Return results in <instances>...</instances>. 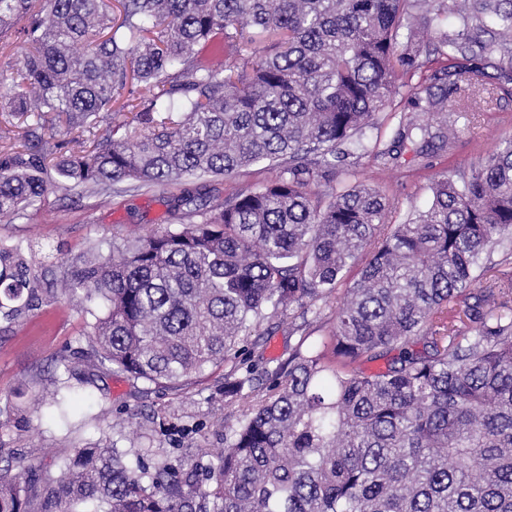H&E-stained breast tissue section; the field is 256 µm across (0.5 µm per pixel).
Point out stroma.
<instances>
[{
	"label": "stroma",
	"mask_w": 512,
	"mask_h": 512,
	"mask_svg": "<svg viewBox=\"0 0 512 512\" xmlns=\"http://www.w3.org/2000/svg\"><path fill=\"white\" fill-rule=\"evenodd\" d=\"M509 137L510 94L492 111L476 113L470 123L459 125L455 142L430 161L409 150L384 167L365 157L360 177L383 191L390 202L388 220L398 224L428 206L432 178L470 168ZM168 197L160 188L107 198L76 191L52 194L26 216L0 221V242H20L60 259L103 238L162 229L170 221ZM84 306L79 293L46 294L18 323L0 320V447L24 464L51 472L78 449L114 436L132 466L147 449L154 458L171 460L184 457L190 448L220 452L237 418L236 405L219 391L222 373L178 389L114 374L97 363L82 335ZM297 340L284 323L263 331V358L255 367L257 395L266 393L267 369L285 359ZM62 360L67 370L58 369ZM56 392L70 398L67 418H59L51 405Z\"/></svg>",
	"instance_id": "stroma-1"
}]
</instances>
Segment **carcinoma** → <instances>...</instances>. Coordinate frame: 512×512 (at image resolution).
Instances as JSON below:
<instances>
[{
  "instance_id": "1",
  "label": "carcinoma",
  "mask_w": 512,
  "mask_h": 512,
  "mask_svg": "<svg viewBox=\"0 0 512 512\" xmlns=\"http://www.w3.org/2000/svg\"><path fill=\"white\" fill-rule=\"evenodd\" d=\"M0 0V34L26 51L0 74L21 121L0 129V220L50 192L123 193L275 177L209 205L188 188L172 222L102 239L55 263L0 243V318L43 288L81 291L101 365L157 387L228 365L238 405L224 451L131 468L119 440L79 449L58 475L0 456V512H512V141L430 183L405 224L359 178L407 145L442 150L512 85V0ZM276 36L243 53L244 30ZM498 38L482 39L488 29ZM423 29L445 64L409 90L437 125L400 118L389 146L364 141L420 69L401 50ZM83 50H74L75 44ZM497 54V83L485 61ZM77 131L57 154L43 114ZM360 267L351 283V268ZM346 285L328 339L306 326L255 397L253 327L295 319ZM23 306H17V302ZM397 352L386 370L365 361ZM266 166V163L253 165L240 172L231 180L225 181L222 178L214 179L207 182L206 187L201 188V192L205 193L206 196H210L211 199H216L225 198L227 194L235 188L248 189L259 181L271 179L273 177V170L268 169Z\"/></svg>"
}]
</instances>
